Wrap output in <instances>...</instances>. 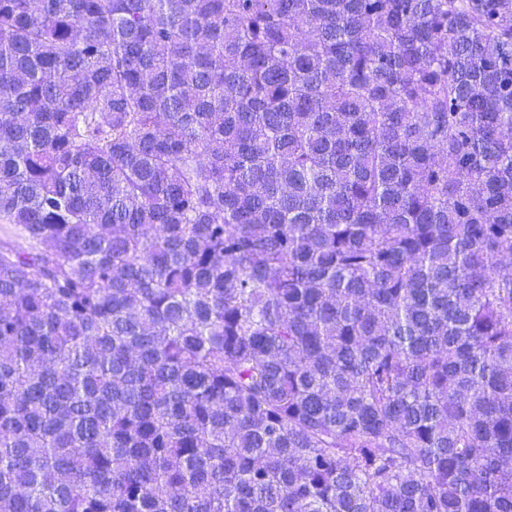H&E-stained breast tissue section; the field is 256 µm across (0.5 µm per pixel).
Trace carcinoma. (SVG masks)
<instances>
[{"label":"carcinoma","mask_w":512,"mask_h":512,"mask_svg":"<svg viewBox=\"0 0 512 512\" xmlns=\"http://www.w3.org/2000/svg\"><path fill=\"white\" fill-rule=\"evenodd\" d=\"M0 512H512V0H0Z\"/></svg>","instance_id":"obj_1"}]
</instances>
